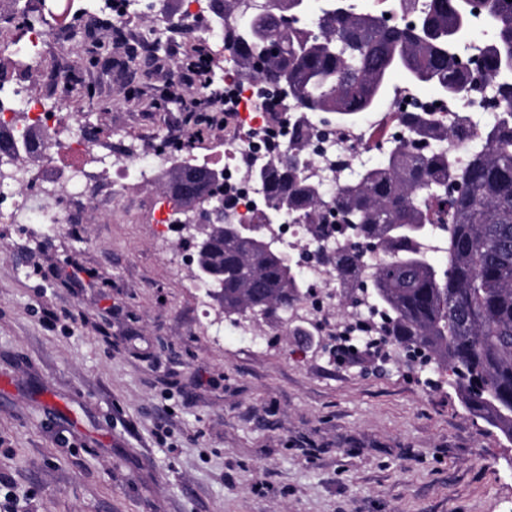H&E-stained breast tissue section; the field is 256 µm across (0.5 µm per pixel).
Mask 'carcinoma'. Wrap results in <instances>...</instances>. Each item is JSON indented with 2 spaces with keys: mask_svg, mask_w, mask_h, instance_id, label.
Masks as SVG:
<instances>
[{
  "mask_svg": "<svg viewBox=\"0 0 512 512\" xmlns=\"http://www.w3.org/2000/svg\"><path fill=\"white\" fill-rule=\"evenodd\" d=\"M305 0H269L277 13L303 15ZM212 13L227 25L237 68L257 75L288 73V96L309 112H325L336 125H351L378 110L394 92L393 77L434 96L460 100L479 81L496 86L503 118L481 129L467 164L448 147L453 131L426 112H403L400 121L413 139L433 140L432 149L414 153L398 143L379 163L343 183L334 200L301 178L296 162L305 159L307 130L293 134L288 162L278 160L255 172L269 198L294 211L310 235L346 239L316 251L314 264L331 267L344 289V305L361 312L368 291L369 310L382 318L379 331L407 359L424 358L451 372L450 384L465 406L502 434L512 435V0H487L481 9L494 30L482 48V64L472 72L456 54L468 41L476 17L473 0H425L417 26L387 23L378 8H349L327 0L318 19L323 39L294 20L279 32L270 17L248 16L242 25L235 0H211ZM209 184L184 196L170 190L176 204L208 201ZM339 222L321 224L324 212ZM448 220V239L434 262L421 241ZM222 214L198 224L178 245L193 249L195 273L220 296L224 314L249 318L265 309L275 316L309 288L302 267L290 253L273 247L262 229L238 237Z\"/></svg>",
  "mask_w": 512,
  "mask_h": 512,
  "instance_id": "obj_1",
  "label": "carcinoma"
}]
</instances>
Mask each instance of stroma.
<instances>
[{
	"label": "stroma",
	"instance_id": "35a3bbf8",
	"mask_svg": "<svg viewBox=\"0 0 512 512\" xmlns=\"http://www.w3.org/2000/svg\"><path fill=\"white\" fill-rule=\"evenodd\" d=\"M135 9L71 10L112 52L91 66L90 44L47 43L33 92L100 148L223 152V126L191 139L169 100L196 48L223 52L155 24L170 0ZM151 30L157 60L141 49ZM61 70L69 82L49 87ZM168 180L92 195L46 236L0 216V512H512L507 441L438 371L396 359L379 373L202 306L150 221Z\"/></svg>",
	"mask_w": 512,
	"mask_h": 512
}]
</instances>
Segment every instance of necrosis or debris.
Listing matches in <instances>:
<instances>
[{"label":"necrosis or debris","mask_w":512,"mask_h":512,"mask_svg":"<svg viewBox=\"0 0 512 512\" xmlns=\"http://www.w3.org/2000/svg\"><path fill=\"white\" fill-rule=\"evenodd\" d=\"M201 3L202 0H180L176 20L185 23L191 34L224 45L223 28L206 16ZM65 20L61 13L53 23L30 29L27 40L13 51V80L0 89V129L20 143L40 146L41 157H58L46 169L27 166L11 171L0 164V183L8 180L18 187L8 200L9 212L18 224L62 223L65 211L58 204L59 198H67L73 208H80L94 186L95 175L89 163L94 150L93 133L64 135L70 113L45 111L42 97L30 89L31 68L41 45L60 37ZM224 90L232 96L224 114V151L206 159L205 164L224 174V210L230 219L239 224H260L266 213L267 192L251 173L271 160L287 161L292 135L285 131L279 115L293 111L294 106L292 101L280 99L265 79L245 76L235 67L224 73ZM429 101V96L405 89L385 101L380 111L366 113L356 124L346 127L330 122L321 113H308L311 143L305 178L326 197H334L337 186L352 179L366 159L405 137V127L391 121V114L414 110L416 105ZM475 112L500 119L491 82L480 81L471 101L444 100L434 109L439 121L457 128L459 136L453 150L462 162L477 137L473 124H460L459 119ZM176 162V156L169 154L129 150L119 153L109 185L111 196L121 199L128 190L170 170ZM304 275L312 292L303 298L301 309L321 316L336 310L341 295L333 274L314 264L306 268Z\"/></svg>","instance_id":"necrosis-or-debris-1"}]
</instances>
